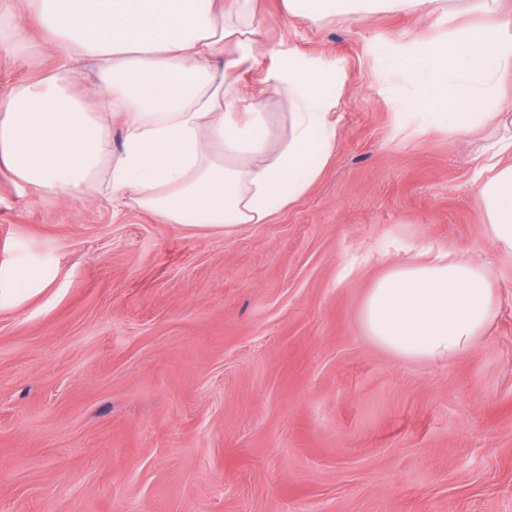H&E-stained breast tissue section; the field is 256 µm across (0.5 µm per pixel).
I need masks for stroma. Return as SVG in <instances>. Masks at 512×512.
<instances>
[{"instance_id": "stroma-1", "label": "stroma", "mask_w": 512, "mask_h": 512, "mask_svg": "<svg viewBox=\"0 0 512 512\" xmlns=\"http://www.w3.org/2000/svg\"><path fill=\"white\" fill-rule=\"evenodd\" d=\"M475 0L312 26L258 0L266 45L335 63L336 151L266 224H166L0 172V512H512V252L473 202L497 121L426 131L374 78L384 52L494 17ZM491 271L499 311L450 361L397 357L360 310L384 240Z\"/></svg>"}]
</instances>
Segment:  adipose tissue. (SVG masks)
<instances>
[{
    "mask_svg": "<svg viewBox=\"0 0 512 512\" xmlns=\"http://www.w3.org/2000/svg\"><path fill=\"white\" fill-rule=\"evenodd\" d=\"M436 0H284L288 17L314 25L341 14L424 8ZM43 32L29 39L16 0H0V45L16 62L51 55L56 67L0 94V168L36 192L66 200L105 189L169 224L268 223L304 195L336 148L340 95L327 62L282 58L262 68L253 0H29ZM411 74L393 99L452 131L498 119L489 178L475 198L485 234L512 250V25L450 24L441 38L399 52ZM80 60L96 64L83 85ZM253 71L246 97L242 67ZM292 107L287 140L270 132L263 99ZM123 114L120 150L110 132ZM416 262L389 268L360 319L377 345L405 359L449 361L481 341L498 312L486 269L420 246Z\"/></svg>",
    "mask_w": 512,
    "mask_h": 512,
    "instance_id": "ef3b65f1",
    "label": "adipose tissue"
}]
</instances>
